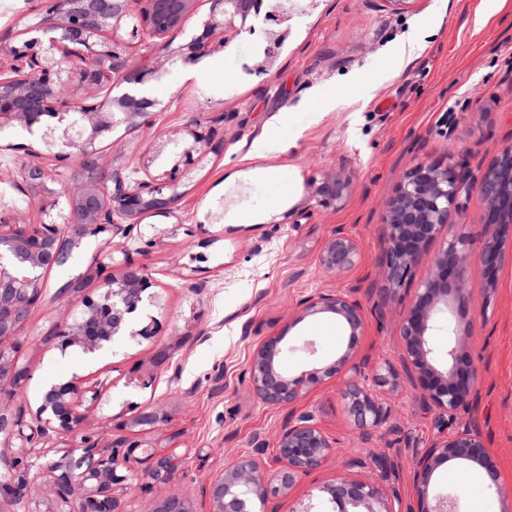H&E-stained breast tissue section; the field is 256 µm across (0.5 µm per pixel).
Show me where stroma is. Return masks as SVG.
<instances>
[{
	"mask_svg": "<svg viewBox=\"0 0 512 512\" xmlns=\"http://www.w3.org/2000/svg\"><path fill=\"white\" fill-rule=\"evenodd\" d=\"M489 0H296L291 32L271 69L250 79L238 72L253 50L249 32L215 33L204 54L183 62L180 48L201 33L212 0H195L168 46L149 50L132 42V69L150 70L145 83L116 78L111 88L87 90V102L105 93L153 100L147 124H119L96 142L113 167L167 182L177 147L193 133L210 138L206 161L179 175L180 197L167 215L145 213L113 246L84 239L64 265L43 272V293L19 332V357L31 371L14 411L35 421L50 383L72 375L104 384L98 406L86 409L85 434L100 446L120 440L144 448H179L183 455L165 485H145L129 495L126 512H151L165 493L187 495L193 512H211L209 485L237 455L261 449L278 455L280 436L294 414L313 416L338 453L293 490L269 497L265 512H293L298 500H325L322 486L338 477L380 479L403 507L413 506L415 449L457 428L482 435L496 458L498 486L477 466H439L431 493L460 490L462 512H512V262L487 285L479 255H472L469 284L474 326L462 347L478 369V398L454 420L421 408L418 391L402 374L396 327L428 266L419 264L404 288L385 287L380 263L387 243L386 200L401 175L421 162L446 160L455 150L472 167L487 168L512 142V0L487 15ZM44 13L42 0H0V36L21 42ZM420 32L423 49L400 61L405 37ZM456 127H448V116ZM45 125L0 127V164L15 170L37 159L57 169L44 146ZM163 152H154L159 142ZM266 142L256 153L257 142ZM339 175L350 186L324 203L317 186ZM41 189L16 190L0 182V218L37 224L44 216ZM359 249L346 272H326L321 253L336 233ZM106 259L120 277L125 258L145 264L156 297L136 313L134 328L158 322L150 339H114L109 351L89 358L81 347L48 343L68 302L98 296L94 258ZM82 276L81 292L68 289ZM354 291L366 316L358 357L366 367L397 369L394 385L372 386L388 409L369 441L358 438L339 381L311 390L295 408L262 404L252 391L248 365L267 337L285 334L291 350L280 359L291 373L309 363L301 351L313 340L321 358L346 344L343 325L318 314L296 321L300 301L320 290ZM169 350L157 363L160 350ZM166 415L138 432L125 424L137 408Z\"/></svg>",
	"mask_w": 512,
	"mask_h": 512,
	"instance_id": "1",
	"label": "stroma"
}]
</instances>
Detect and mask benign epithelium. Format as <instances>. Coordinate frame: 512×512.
<instances>
[{
	"label": "benign epithelium",
	"mask_w": 512,
	"mask_h": 512,
	"mask_svg": "<svg viewBox=\"0 0 512 512\" xmlns=\"http://www.w3.org/2000/svg\"><path fill=\"white\" fill-rule=\"evenodd\" d=\"M46 20L33 26L42 33L13 44L0 37V125L20 122L31 128L48 116L57 125L47 134L62 129L58 159H72L61 170H48L38 163H25L12 173L13 181L29 188L43 187L51 181L60 185L57 196L65 198L68 212L63 225L30 226L0 220V434L8 439L3 452L10 454L12 468L39 453L40 440L51 432L74 439L68 454L48 466V475L23 478L10 472L0 474V500L24 504V512H89L87 505L106 492L112 495L109 512H120V495L150 481L166 483L176 465V449H138L131 443L124 450L101 448L82 434L81 411L86 394L97 400L84 379L73 376L52 386L39 408V424L31 425L9 407L29 377V369L18 363L17 334L41 296V275L20 277L4 255L19 253L27 242H46L50 247L33 248L26 258L37 269H51L66 257L71 239L107 235L106 243L125 234L122 224H136L146 212L164 213L176 201L163 189L176 183L155 185L150 180L130 183L120 169H109L99 161L95 142L118 123L140 124L149 102L129 94L119 98L105 95L89 104L79 94L92 86H112V78L126 73L127 56L112 38L117 23L131 24L128 36L145 45L166 47L164 39L178 28L191 9L193 0H45ZM255 0H213L212 14L200 35L187 44L189 62L205 47L210 35L224 30L237 17L248 16ZM121 117H116V114ZM193 145L180 153L183 169L197 166L212 149L210 139L193 134ZM479 187L484 203L483 233L475 237L459 233L432 254L430 245L452 224V217L463 214L473 187ZM346 188L336 176L326 178L318 188L324 198L335 199ZM387 250L381 271L387 288L397 291L422 262L428 263V277L415 289L414 298L404 312L398 333L406 376L419 390L424 410L438 417L454 418L476 395L478 368L463 358L460 348L470 335L473 321L467 318L469 298L467 268L473 247L490 277H495L507 261L502 232L512 225V145L499 149L486 169H472L464 160L448 152V163H420L398 181L385 203L383 218ZM358 257L355 240L336 234L325 246L320 262L327 272L342 273L352 268ZM107 265L97 262L105 291L96 299L83 297L77 302L79 314L64 318L53 339L65 350L72 345L86 353L101 350L112 338L124 332L129 316L143 295L154 286L146 266L125 260L119 280L106 273ZM298 320L317 314L336 316L348 333L345 349L328 362L317 357L314 341L306 339L301 350L309 357L306 369L289 374L277 358L285 336H271L257 346L249 365V377L256 397L272 406H292L309 391L345 375V396L349 413L359 429V439H370L371 431L385 420L382 404L367 389L366 381L379 383L388 377L369 375L354 360L360 336L366 328L360 302L351 294L319 291L301 303ZM448 324L446 361L434 356L429 337ZM166 421L157 409L146 406L125 424L156 427ZM336 453V448L312 419L291 417L281 434L275 465H268L257 454L236 458L210 485L212 512H247V499L265 506L271 495L289 492L304 476L321 468ZM469 462L481 467L492 484H498L497 467L482 436L475 430L459 428L432 442L416 456L415 512H460V495L439 493L430 496L434 471L446 462ZM328 495L332 512H398L396 500L389 497L377 481L338 477L321 488ZM153 512H191L189 500L173 493L158 503Z\"/></svg>",
	"instance_id": "benign-epithelium-1"
}]
</instances>
